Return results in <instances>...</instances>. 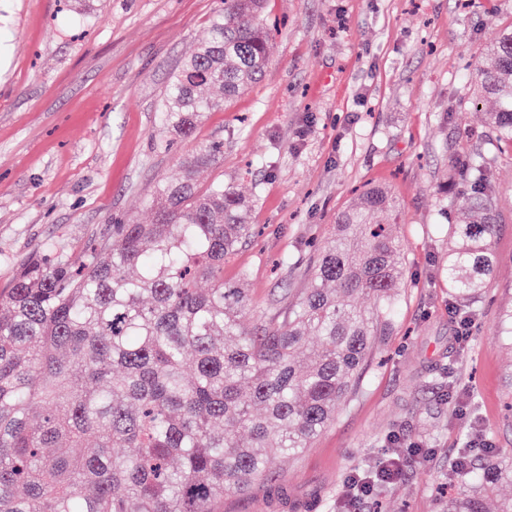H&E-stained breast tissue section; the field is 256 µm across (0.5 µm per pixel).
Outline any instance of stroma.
<instances>
[{"instance_id":"obj_1","label":"stroma","mask_w":512,"mask_h":512,"mask_svg":"<svg viewBox=\"0 0 512 512\" xmlns=\"http://www.w3.org/2000/svg\"><path fill=\"white\" fill-rule=\"evenodd\" d=\"M222 0H0V289L48 242L81 248L108 225L149 222L145 204L192 142L220 141L200 173L251 200L258 234L224 261L252 317L309 286L337 214L367 187L395 198L404 286L357 395L271 484L224 497V512H443L464 488L448 459L470 442L512 454V347L493 336L512 307V147L497 145L467 99L475 66L512 0H266L271 56L261 81L207 113L193 141L165 149L163 92ZM482 149L501 200L496 273L455 342L444 267L454 209L441 187L466 149ZM454 364L462 382L437 371ZM477 412H470V400ZM416 444L402 478L360 507L349 475L383 457L387 435Z\"/></svg>"}]
</instances>
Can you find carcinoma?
<instances>
[{
	"instance_id": "1",
	"label": "carcinoma",
	"mask_w": 512,
	"mask_h": 512,
	"mask_svg": "<svg viewBox=\"0 0 512 512\" xmlns=\"http://www.w3.org/2000/svg\"><path fill=\"white\" fill-rule=\"evenodd\" d=\"M263 7L224 0L167 85L161 134L192 138L262 79ZM487 52L470 106L492 100L485 124L512 144V26ZM223 154L195 145L151 200L152 223L111 224L77 257L55 243L0 292V512H222L224 494L271 480V459L299 456L358 391L404 284L395 225L373 222L397 211L393 196L374 186L338 213L309 287L247 328L224 259L254 233L250 200L198 183ZM462 162L445 274L469 317L494 275L500 202L481 152ZM496 336L512 345V309ZM450 467L471 490L444 512H485L482 490L512 483V466L476 473L463 451Z\"/></svg>"
}]
</instances>
